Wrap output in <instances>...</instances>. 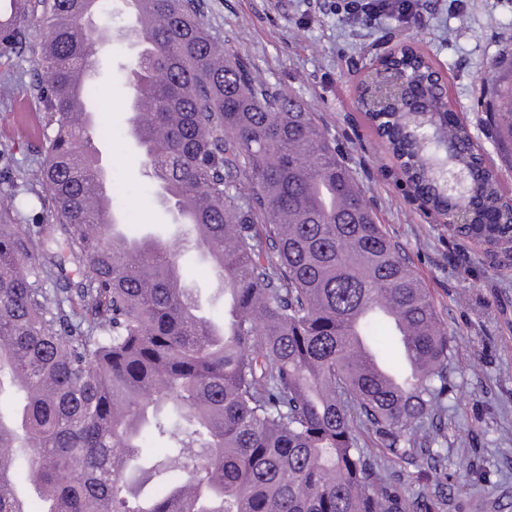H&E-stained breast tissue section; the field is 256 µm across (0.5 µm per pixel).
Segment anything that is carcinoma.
<instances>
[{
    "label": "carcinoma",
    "instance_id": "1",
    "mask_svg": "<svg viewBox=\"0 0 512 512\" xmlns=\"http://www.w3.org/2000/svg\"><path fill=\"white\" fill-rule=\"evenodd\" d=\"M150 32L131 64L153 116L135 142L154 185L184 195L201 222L174 242L129 238L110 216L87 208L95 185L90 139L106 138L71 118L75 95H99L96 49L112 27L83 26L99 0H10L0 57L45 25L31 93L54 127L18 178L53 211L37 230L0 206V393L18 403L0 413V512H430L382 478L362 446L372 431L397 458L437 472L433 444L448 410L452 337L400 247L368 209L335 144L300 101L257 74L210 36L201 0H157ZM394 70L414 84L359 109L383 128L392 154L435 210L461 207L456 236L512 242V216L492 224L498 187L487 177L465 125L446 164L417 146V113L443 92L419 46ZM493 125L512 145V57L497 89ZM229 235L220 253L234 316L202 314L184 286L181 260ZM66 243L82 270L74 282L40 248ZM393 304L410 329L418 371L386 386L355 351L361 337L386 358L389 323L373 309ZM150 439L167 452L143 457Z\"/></svg>",
    "mask_w": 512,
    "mask_h": 512
}]
</instances>
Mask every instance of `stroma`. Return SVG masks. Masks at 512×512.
<instances>
[{
    "label": "stroma",
    "instance_id": "obj_1",
    "mask_svg": "<svg viewBox=\"0 0 512 512\" xmlns=\"http://www.w3.org/2000/svg\"><path fill=\"white\" fill-rule=\"evenodd\" d=\"M347 0H205L202 20L210 35L272 83L299 97L334 142L365 201L406 253L428 289L457 354L450 366L448 446L442 480L414 463L386 457V472L410 499L430 512H512V261L492 258L475 239L458 237L416 201L393 154L356 104L355 91L395 43L416 44L444 75L448 94L463 114L487 161L500 167L502 191L512 190V167L491 136L494 64L512 53V0H426L417 20L402 24L380 15L349 23ZM29 43L0 57V199L15 201L17 221L52 223L38 197L17 184L19 169L38 158L26 144L36 137L26 114L39 107L28 93L30 60L40 27ZM128 42L116 39L99 54L102 94L96 103L110 135L100 141L108 171L122 188L119 206L129 232L153 228L175 233L173 215L156 205L139 151L127 134L131 90L123 62ZM184 276L203 309L222 319L224 299L196 253L183 258Z\"/></svg>",
    "mask_w": 512,
    "mask_h": 512
}]
</instances>
